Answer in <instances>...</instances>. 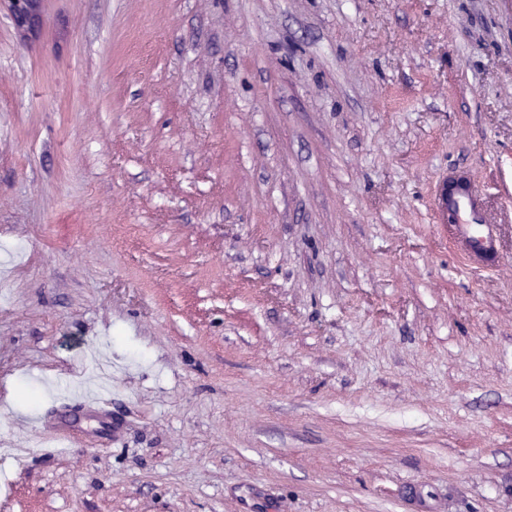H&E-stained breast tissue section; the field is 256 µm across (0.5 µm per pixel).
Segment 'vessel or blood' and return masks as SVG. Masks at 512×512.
<instances>
[{
    "label": "vessel or blood",
    "mask_w": 512,
    "mask_h": 512,
    "mask_svg": "<svg viewBox=\"0 0 512 512\" xmlns=\"http://www.w3.org/2000/svg\"><path fill=\"white\" fill-rule=\"evenodd\" d=\"M433 206L442 224H461L468 257L491 259L495 239L486 219L481 195L463 174L439 176L433 188Z\"/></svg>",
    "instance_id": "1"
}]
</instances>
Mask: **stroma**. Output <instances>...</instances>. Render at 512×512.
<instances>
[{
  "instance_id": "1",
  "label": "stroma",
  "mask_w": 512,
  "mask_h": 512,
  "mask_svg": "<svg viewBox=\"0 0 512 512\" xmlns=\"http://www.w3.org/2000/svg\"><path fill=\"white\" fill-rule=\"evenodd\" d=\"M41 18L0 5V512H512V0ZM8 2L13 20L22 32L31 34L38 30L41 24V0H3ZM432 199L440 224L469 225L463 231L469 258L493 257L495 239L485 216L483 199L469 177L442 174L434 185Z\"/></svg>"
}]
</instances>
